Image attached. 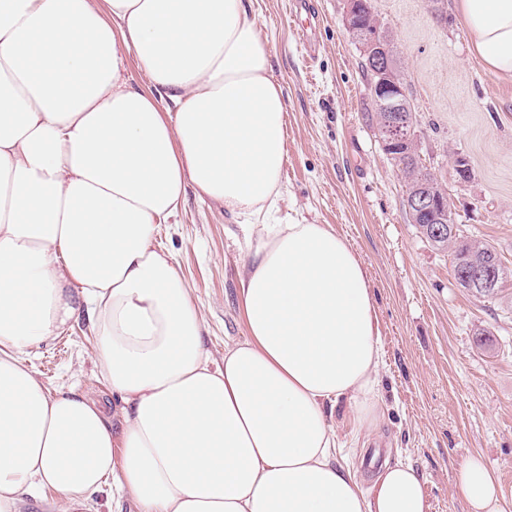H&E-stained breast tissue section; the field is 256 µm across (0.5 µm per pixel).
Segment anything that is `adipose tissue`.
Wrapping results in <instances>:
<instances>
[{"label": "adipose tissue", "mask_w": 512, "mask_h": 512, "mask_svg": "<svg viewBox=\"0 0 512 512\" xmlns=\"http://www.w3.org/2000/svg\"><path fill=\"white\" fill-rule=\"evenodd\" d=\"M474 50L512 78V0H457ZM135 65L144 78L133 86ZM287 102L249 0H0V512L104 487L139 512H429L422 477L342 462L379 427L368 271L329 224L273 221ZM239 220L244 336L216 363L179 262L156 243L187 188ZM86 315L113 426L25 357ZM472 512H501L467 460Z\"/></svg>", "instance_id": "obj_1"}]
</instances>
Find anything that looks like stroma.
<instances>
[{"label":"stroma","mask_w":512,"mask_h":512,"mask_svg":"<svg viewBox=\"0 0 512 512\" xmlns=\"http://www.w3.org/2000/svg\"><path fill=\"white\" fill-rule=\"evenodd\" d=\"M314 54L297 43L294 0H252L273 78L288 104V161L277 216L329 224L365 264L383 346L384 423L369 451H390L425 482L430 512H470L457 472L481 457L512 512V80L488 70L469 43L456 0H372L406 68L424 164L441 175L469 239L494 245L509 279L477 298L454 280L450 254L412 223L405 184L365 114L363 54L344 26L347 0H312ZM468 158L459 182L453 154ZM223 206L187 194L180 221L158 243L177 258L204 318L216 360L240 340L237 271L247 253ZM493 345L478 347L477 332ZM86 317L33 350L28 364L50 391L76 388L110 417L119 405L100 379Z\"/></svg>","instance_id":"1"}]
</instances>
